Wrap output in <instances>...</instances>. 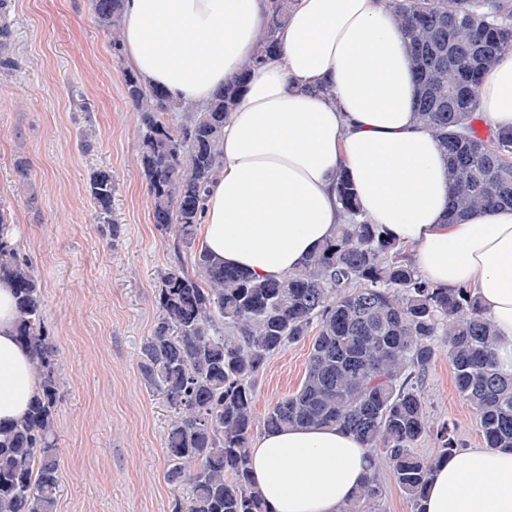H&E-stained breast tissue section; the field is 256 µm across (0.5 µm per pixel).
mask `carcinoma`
<instances>
[{
    "instance_id": "carcinoma-1",
    "label": "carcinoma",
    "mask_w": 512,
    "mask_h": 512,
    "mask_svg": "<svg viewBox=\"0 0 512 512\" xmlns=\"http://www.w3.org/2000/svg\"><path fill=\"white\" fill-rule=\"evenodd\" d=\"M408 35L418 84L416 120L448 159L447 223L512 206V128L484 138L474 127L477 87L498 58L512 53V0H384ZM95 23L120 52L124 0H91ZM290 0H269L258 47L208 105L170 101L123 72L125 98L138 113V162L162 236L190 249L206 192L223 164L224 124L250 68L283 51ZM170 112L183 113L176 125ZM336 201L346 217L336 234L294 271L262 280L227 267L203 249L189 273L178 261L160 276L159 315L138 351L145 386L172 412L165 479L186 491L174 512H269L250 477L256 382L269 359L315 333L299 389L265 414L266 431L338 426L375 449L421 512L436 462L457 451L455 427L429 422L421 387L439 349L448 351L454 386L475 412L485 443L512 448V373L500 370L490 317L473 289L446 288L414 268L406 246L363 214L342 171ZM89 195L101 217L112 210V175L97 171ZM0 207V278L13 282L19 342L37 356L38 386L19 423H0V512H57L61 473L55 414L60 399L57 348L43 318L32 263L10 242ZM429 438L432 458L414 453ZM378 471L341 512H374Z\"/></svg>"
}]
</instances>
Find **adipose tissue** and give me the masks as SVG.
Masks as SVG:
<instances>
[{"label": "adipose tissue", "instance_id": "adipose-tissue-1", "mask_svg": "<svg viewBox=\"0 0 512 512\" xmlns=\"http://www.w3.org/2000/svg\"><path fill=\"white\" fill-rule=\"evenodd\" d=\"M267 11L268 0H125L124 59L174 102L206 104L255 53ZM407 42L383 0H297L282 54L250 71L224 128L202 245L257 278L285 276L343 223L334 187L347 170L369 220L413 246L422 276L474 288L499 367L512 372V209L446 223L448 162L415 118ZM479 101L492 127L512 128V54L484 76ZM17 317L13 286L0 279L2 423L26 414L38 385ZM375 464L373 449L336 426L266 433L251 450L271 512H340ZM422 510L512 512V450L466 448L442 460Z\"/></svg>", "mask_w": 512, "mask_h": 512}]
</instances>
